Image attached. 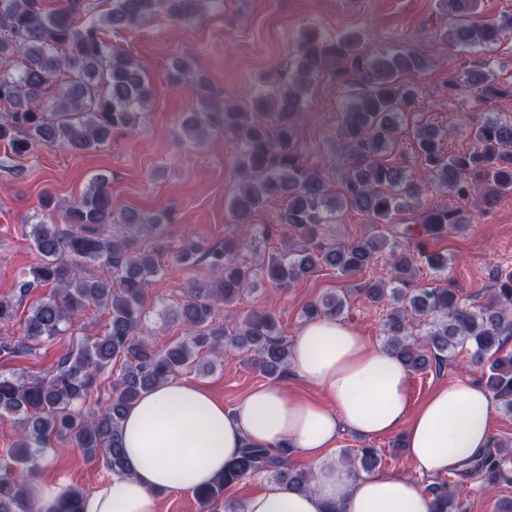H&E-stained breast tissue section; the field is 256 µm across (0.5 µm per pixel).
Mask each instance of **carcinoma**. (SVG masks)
Wrapping results in <instances>:
<instances>
[{"mask_svg":"<svg viewBox=\"0 0 512 512\" xmlns=\"http://www.w3.org/2000/svg\"><path fill=\"white\" fill-rule=\"evenodd\" d=\"M61 2L48 11L41 0H0V142L18 157L38 144L92 150L105 145L113 130L134 129L151 97L150 79L134 57L109 41L108 32L139 29L160 16L189 23L223 0H108L110 8L103 12L93 0ZM479 2L438 0V5L448 18L441 37L450 47L473 54L469 68L448 80V95L465 89L481 102L500 93L487 54L512 35V12L482 19ZM426 67V57L413 45L368 55L356 34L330 39L310 27L283 81L259 90L248 103L225 99L216 104L193 61H174L173 78L194 74L195 93L210 98L205 111L184 121L186 140L199 142L215 130L240 138V180L228 201L234 221L243 222L277 197L282 203L280 224L293 236L256 269L239 261L247 242L234 235L225 236L222 245L179 255L181 262L203 257L216 276L187 289L174 318L188 335L166 348L140 335L147 317L145 285L159 271V262L153 253L136 247L137 238L159 231L165 217L116 207L102 176L93 177L73 202L49 194L41 198V216L30 224L29 236L42 260L21 277L14 298L0 299V325L16 319L18 307L33 289L49 288L51 293L28 308L22 339L0 337V355L31 351L39 342L61 335L92 304L108 312V328L44 376L28 381L0 375V419L19 427L0 467V512H41L29 495L28 475L54 439L73 441L89 461L114 475L126 473L121 425L127 409L160 382L197 366L226 344L243 351L262 375L281 378L288 367L289 343L274 314L253 311L230 329L213 323L212 317L219 305L234 304L259 280L287 288L320 267L342 277L355 276L388 256L389 280L365 281L356 288L368 301L391 306L383 323L384 348L410 372L420 373L465 347L472 360L488 365L484 388L512 412V352L504 351L512 337V267L496 269L494 288L480 305L466 304L448 288H416L420 260L434 272L448 274V256L425 251L423 242L460 231L470 219L446 203L410 220L401 217L419 203L422 178L483 210L512 195V117L486 118L472 129L476 146L464 153L443 151L448 130L420 126L416 150L423 170L417 176L384 162L382 154L395 145L403 108L418 96L403 76ZM326 72L345 85L361 87L342 109L338 194L331 189L333 168L308 167L296 138L305 93ZM342 209L385 225V231L344 244L323 242L322 225L333 223ZM57 210L63 223H48ZM112 224L119 230L106 233L105 227ZM95 265L107 267L109 274H91L88 267ZM348 304L344 292L328 293L307 305L305 319L340 318ZM419 326L422 331L417 333ZM118 358L123 373L111 403L101 413H82L78 405ZM510 460L512 442L498 440L464 474L483 478L493 489L512 479L506 469ZM380 461L378 449L365 447L343 452L338 463L358 474L373 471ZM260 476L296 492L313 489L316 480L313 470L294 467L287 454L249 446L223 478L193 491V496L208 512L225 489ZM432 493L434 512H461L447 485ZM83 496V490L72 489L53 512H80Z\"/></svg>","mask_w":512,"mask_h":512,"instance_id":"obj_1","label":"carcinoma"}]
</instances>
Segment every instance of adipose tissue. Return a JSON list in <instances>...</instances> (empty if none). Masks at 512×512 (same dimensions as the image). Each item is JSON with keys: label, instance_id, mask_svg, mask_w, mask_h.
<instances>
[{"label": "adipose tissue", "instance_id": "ef3b65f1", "mask_svg": "<svg viewBox=\"0 0 512 512\" xmlns=\"http://www.w3.org/2000/svg\"><path fill=\"white\" fill-rule=\"evenodd\" d=\"M289 375L323 400L280 381L252 389L228 410L189 382L158 384L122 423L131 474L85 495L81 512H160L163 491L210 484L249 444L291 454L319 474L307 493L267 482L236 512H433L432 495L408 478L357 476L327 462L326 451L344 431L398 432L415 470L434 477L461 469L492 445L494 406L485 388L459 379L408 411L406 366L344 321L324 317L303 325L290 346Z\"/></svg>", "mask_w": 512, "mask_h": 512}]
</instances>
